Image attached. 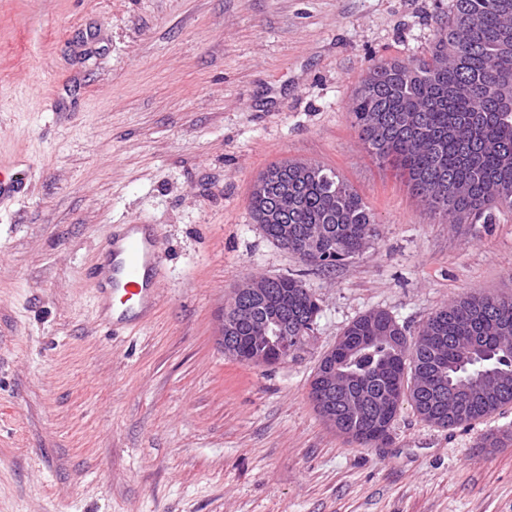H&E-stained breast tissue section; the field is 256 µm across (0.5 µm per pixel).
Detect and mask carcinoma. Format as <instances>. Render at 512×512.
Returning <instances> with one entry per match:
<instances>
[{"label": "carcinoma", "mask_w": 512, "mask_h": 512, "mask_svg": "<svg viewBox=\"0 0 512 512\" xmlns=\"http://www.w3.org/2000/svg\"><path fill=\"white\" fill-rule=\"evenodd\" d=\"M512 32V0H451L448 19L434 44L407 60H380L352 93L350 116L363 149L379 165L405 179L427 208L448 224H491L494 204L512 208V101L501 99L499 77L512 57H500L497 45ZM288 191V211L276 210ZM255 223L284 248H302L304 236L338 267L363 253L377 237L374 216L360 194L334 171L287 161L270 166L253 186L250 202ZM276 292L293 297L280 335L288 347L303 349L313 337L320 307L303 282L290 275L272 281ZM512 299L470 295L436 311L416 340L402 349L390 337L406 328L389 312L371 311L354 320L346 336L369 334L371 345L353 349L346 370L382 392L406 387L403 396L428 423L470 425L512 404ZM241 338L238 360L262 356L280 359L275 336L234 327ZM448 359L443 382L467 387L469 394L447 390L445 404H434L417 390L432 361L426 343ZM376 416L354 412L339 433L360 445L377 444Z\"/></svg>", "instance_id": "1"}]
</instances>
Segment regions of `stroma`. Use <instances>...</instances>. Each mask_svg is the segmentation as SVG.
<instances>
[{
  "label": "stroma",
  "mask_w": 512,
  "mask_h": 512,
  "mask_svg": "<svg viewBox=\"0 0 512 512\" xmlns=\"http://www.w3.org/2000/svg\"><path fill=\"white\" fill-rule=\"evenodd\" d=\"M450 0H0V512H512V404L442 428L402 403L388 441L329 427L310 385L371 310L416 338L449 301L512 297V209L447 224L351 127L372 60L434 41ZM335 171L378 237L332 271L268 239L266 168ZM120 224L160 236L163 303L111 321L91 272ZM318 300L297 357L225 356L257 276Z\"/></svg>",
  "instance_id": "stroma-1"
}]
</instances>
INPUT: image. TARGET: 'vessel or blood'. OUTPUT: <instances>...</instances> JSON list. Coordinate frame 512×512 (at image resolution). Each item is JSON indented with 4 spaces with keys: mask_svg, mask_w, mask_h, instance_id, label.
<instances>
[{
    "mask_svg": "<svg viewBox=\"0 0 512 512\" xmlns=\"http://www.w3.org/2000/svg\"><path fill=\"white\" fill-rule=\"evenodd\" d=\"M164 266L163 250L158 236L149 227L124 225L113 234L106 264L96 276L100 293L124 290L140 304L154 305L157 301L156 278Z\"/></svg>",
    "mask_w": 512,
    "mask_h": 512,
    "instance_id": "obj_1",
    "label": "vessel or blood"
}]
</instances>
